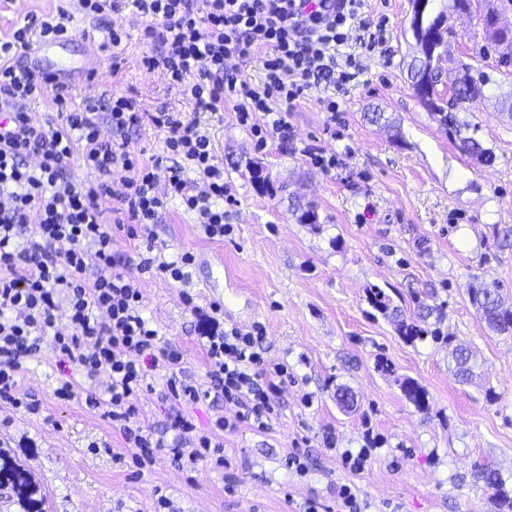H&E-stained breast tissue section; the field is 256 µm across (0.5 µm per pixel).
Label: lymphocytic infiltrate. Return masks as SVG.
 <instances>
[{"label": "lymphocytic infiltrate", "instance_id": "1", "mask_svg": "<svg viewBox=\"0 0 512 512\" xmlns=\"http://www.w3.org/2000/svg\"><path fill=\"white\" fill-rule=\"evenodd\" d=\"M126 0H77L76 8L26 16L11 41L0 44V402L29 412L35 401L18 394L25 364L51 340L62 364L90 379L107 378L105 395L65 381L55 390L62 401L78 400L102 412L113 430L137 448L138 467L152 465L157 449L170 447L181 467L196 470L208 456L224 466L220 434L240 425L264 432L281 409L277 399L288 367L264 360L263 326L203 333L210 364L207 383L187 375L182 355L161 347L159 332L143 315L144 278L187 281L195 257L166 255L153 227L170 201L195 215L205 235L224 238V199L229 188L214 162L211 136L197 118L233 102L240 124L255 135L293 139L285 109L312 78L332 72L337 86L355 77L358 63L336 57L348 39L372 51L388 39L385 22L363 20L364 0H127L153 49L142 59L160 72L196 111L140 112L115 95L71 106L59 75L16 64L13 53L41 42L76 35L75 17L93 24L102 52L121 47L126 28L111 25ZM259 57L263 76L244 79L229 60ZM54 91L55 114L37 119L31 102ZM280 111H273V104ZM270 116L254 124L255 113ZM151 122L163 129L161 153L143 161L128 150L130 130ZM90 177L69 179L73 157ZM121 175L123 190L113 193ZM139 240L135 266L113 249L117 235ZM164 365L168 428L173 443L137 422L136 399L149 387L155 365ZM217 398L235 407L213 428H198L188 405Z\"/></svg>", "mask_w": 512, "mask_h": 512}]
</instances>
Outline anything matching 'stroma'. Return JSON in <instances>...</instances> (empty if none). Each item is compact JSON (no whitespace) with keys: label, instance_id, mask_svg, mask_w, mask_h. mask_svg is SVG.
I'll return each instance as SVG.
<instances>
[{"label":"stroma","instance_id":"35a3bbf8","mask_svg":"<svg viewBox=\"0 0 512 512\" xmlns=\"http://www.w3.org/2000/svg\"><path fill=\"white\" fill-rule=\"evenodd\" d=\"M488 10L512 26V0H473L470 14L451 15L436 92L449 97L467 70L490 75L480 97L455 113L477 128L495 155L492 165L462 153L414 94L407 74L417 53L411 0H367L365 20L389 19L387 43L356 50L360 75L345 89L313 80L288 111L294 140L260 148L229 102L223 113L201 114L233 196L224 221L235 231L209 239L193 214L168 205L156 238L196 261L187 283L143 281L145 315L201 382L209 370L202 313L211 302L223 307V327L263 323L265 359L286 363L292 375L280 393L282 413L269 431L244 426L223 434L227 468L203 462L192 474L164 448L139 470L134 448L109 420L55 397L61 381L80 374L43 345L19 378L20 393L40 409L0 405V451L40 485L45 512H151L160 494L170 512H302L311 499L334 512L340 482L356 486L367 512H488L489 493L474 476L483 463L512 489V338L488 330L467 294L478 278L512 292V247L497 242L498 230L512 228V63L501 64L484 37L479 16ZM112 22L131 34L119 59L102 53L87 62L77 35L56 62L73 102L108 92L133 98L143 112L192 115L162 76L143 69L148 44L131 7ZM330 98L341 108L334 117L324 109ZM369 112L385 113L388 125L368 122ZM311 150L335 155L336 168L314 165ZM251 161L263 165L268 189L253 182ZM307 204L316 207L319 226L298 223L296 210ZM371 285L406 313L417 294L443 306L444 328L477 356L473 381L455 378L447 348L407 343L391 322L371 315ZM187 293L199 313L185 306ZM407 377L425 389L427 410L403 395ZM343 389L354 394L353 408L338 404ZM305 393L311 406L300 403ZM368 430L381 443L362 474H349L338 455L362 446ZM327 432L335 447L324 446ZM296 448L311 462L302 479L284 465Z\"/></svg>","mask_w":512,"mask_h":512}]
</instances>
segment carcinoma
Listing matches in <instances>:
<instances>
[{
  "instance_id": "carcinoma-1",
  "label": "carcinoma",
  "mask_w": 512,
  "mask_h": 512,
  "mask_svg": "<svg viewBox=\"0 0 512 512\" xmlns=\"http://www.w3.org/2000/svg\"><path fill=\"white\" fill-rule=\"evenodd\" d=\"M460 0H448V5L436 10L434 0H428L426 14L423 19L424 28L431 30L436 22L448 18V13L456 11ZM483 30L491 38L496 47L506 46L501 52L504 59H512V31L498 27L497 14L488 11L483 16ZM424 56L408 64L411 85L419 81L426 82L423 92L416 96L431 114L439 116V122L448 129L450 135L458 138L460 149L484 165L494 162L493 152L483 147L482 142L475 136L478 129L461 126L457 123L454 113L447 111L443 99L436 96L435 86L440 62L447 55V50H431L423 47ZM491 81L489 75L478 73V77L465 74L459 84L452 87L453 102L459 104L472 100L478 94L480 86ZM469 301L474 307L480 320L487 328L500 336H512V298L502 292L496 281L478 280L468 289ZM368 305L385 318L393 320L398 335L410 343L431 341L448 346V359L452 363L454 376L462 382H470L475 376L476 354L463 345L454 343V337L443 333L438 322L430 321L434 307L426 304L420 297H414L415 308L410 315H405L399 307L393 305L392 298L379 286L371 285L366 288ZM402 391L407 400L419 410L427 409L426 392L414 380L407 378L402 382ZM477 478L492 490L490 501L495 512H503L507 508L512 512V496L504 488V481L499 472L489 464H482L476 469ZM0 487L10 489L17 497L21 512H44L43 498L40 497L39 486L31 480L25 470L9 462L0 454Z\"/></svg>"
}]
</instances>
